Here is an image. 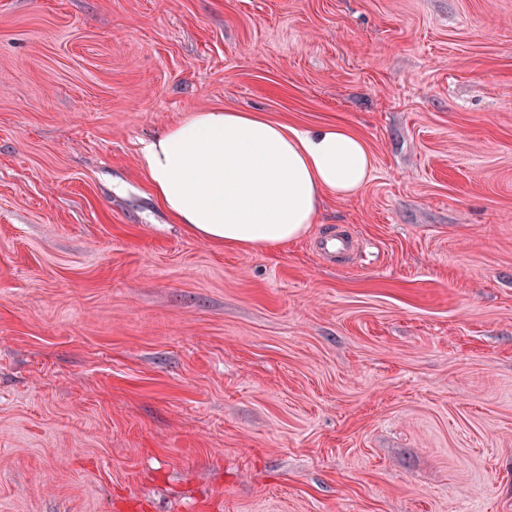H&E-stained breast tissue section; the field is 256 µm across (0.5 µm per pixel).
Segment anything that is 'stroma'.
Segmentation results:
<instances>
[{
  "instance_id": "1",
  "label": "stroma",
  "mask_w": 512,
  "mask_h": 512,
  "mask_svg": "<svg viewBox=\"0 0 512 512\" xmlns=\"http://www.w3.org/2000/svg\"><path fill=\"white\" fill-rule=\"evenodd\" d=\"M218 106L374 169L218 247L140 157ZM144 506L512 512V0H0V512ZM356 241L348 234H331L319 240L318 247L326 256H333L336 253H349L354 250Z\"/></svg>"
}]
</instances>
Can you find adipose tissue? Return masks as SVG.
I'll use <instances>...</instances> for the list:
<instances>
[{
  "mask_svg": "<svg viewBox=\"0 0 512 512\" xmlns=\"http://www.w3.org/2000/svg\"><path fill=\"white\" fill-rule=\"evenodd\" d=\"M141 158L175 223L227 249L264 252L305 235L325 195L356 194L374 168L349 126L302 128L221 107L188 114Z\"/></svg>",
  "mask_w": 512,
  "mask_h": 512,
  "instance_id": "ef3b65f1",
  "label": "adipose tissue"
}]
</instances>
